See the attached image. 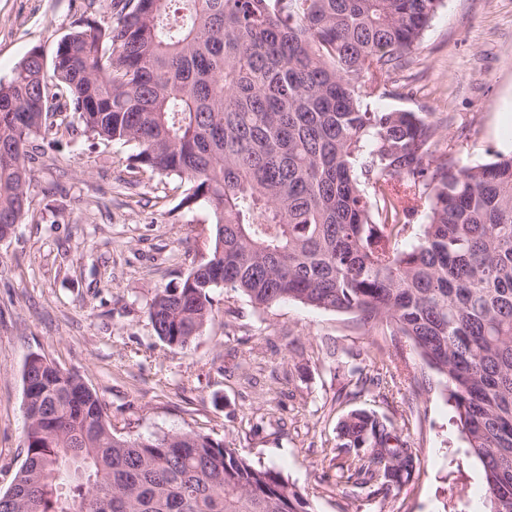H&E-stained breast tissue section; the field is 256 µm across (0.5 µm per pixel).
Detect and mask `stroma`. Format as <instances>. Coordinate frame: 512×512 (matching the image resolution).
I'll return each mask as SVG.
<instances>
[{
  "label": "stroma",
  "mask_w": 512,
  "mask_h": 512,
  "mask_svg": "<svg viewBox=\"0 0 512 512\" xmlns=\"http://www.w3.org/2000/svg\"><path fill=\"white\" fill-rule=\"evenodd\" d=\"M110 15V0H0V80L32 49L53 59L65 35ZM375 112L451 121L461 164L512 150V0H444L412 61ZM137 148L58 138L34 163L29 212L0 242V491L26 458L23 366L42 354L78 372L114 427L132 436L196 431L279 472L312 512H484L480 463L440 377L404 337L348 313L282 301L258 309L221 288L195 348L162 342L147 307L213 250L211 215L181 207L177 179L135 177ZM381 386L350 381L346 363ZM367 408L392 421L420 466L387 497L328 480L336 425Z\"/></svg>",
  "instance_id": "1"
}]
</instances>
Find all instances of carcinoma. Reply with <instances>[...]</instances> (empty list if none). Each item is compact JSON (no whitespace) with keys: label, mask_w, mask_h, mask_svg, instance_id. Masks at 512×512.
Here are the masks:
<instances>
[{"label":"carcinoma","mask_w":512,"mask_h":512,"mask_svg":"<svg viewBox=\"0 0 512 512\" xmlns=\"http://www.w3.org/2000/svg\"><path fill=\"white\" fill-rule=\"evenodd\" d=\"M443 0H111L52 70L32 49L0 81V237L28 211L35 142H133L138 168L186 183L212 217L211 258L156 291L148 319L188 351L219 287L384 325L444 380L512 512V153L461 165L431 112H369ZM77 114V122L56 117ZM417 241L399 245L419 208ZM26 459L0 512H310L281 475L192 431L117 432L81 376L32 354ZM338 485L410 484L418 449L356 409L336 427Z\"/></svg>","instance_id":"1"}]
</instances>
